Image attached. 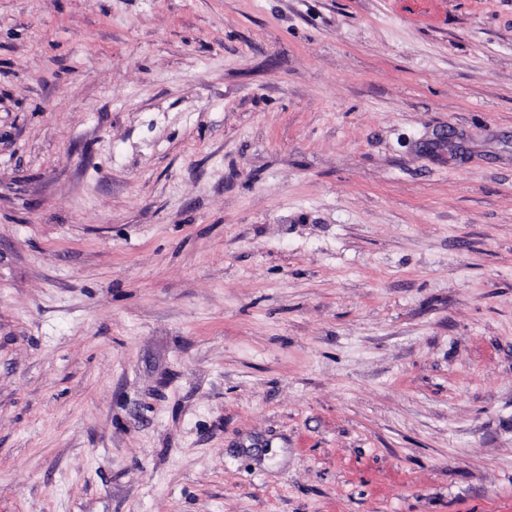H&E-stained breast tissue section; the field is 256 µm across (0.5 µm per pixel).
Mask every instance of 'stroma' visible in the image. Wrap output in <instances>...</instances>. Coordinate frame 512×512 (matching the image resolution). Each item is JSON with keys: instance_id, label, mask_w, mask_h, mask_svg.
<instances>
[{"instance_id": "35a3bbf8", "label": "stroma", "mask_w": 512, "mask_h": 512, "mask_svg": "<svg viewBox=\"0 0 512 512\" xmlns=\"http://www.w3.org/2000/svg\"><path fill=\"white\" fill-rule=\"evenodd\" d=\"M0 512H512V0H0Z\"/></svg>"}]
</instances>
